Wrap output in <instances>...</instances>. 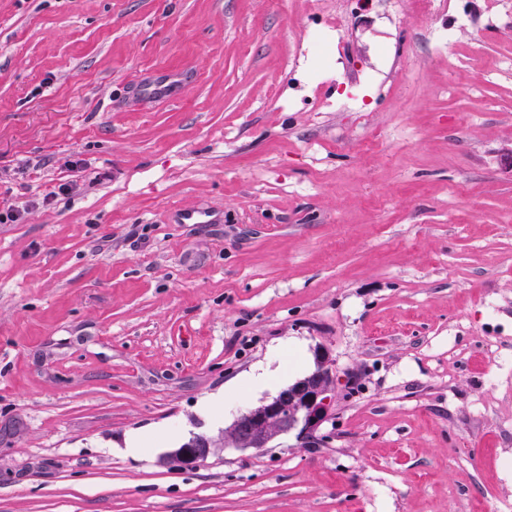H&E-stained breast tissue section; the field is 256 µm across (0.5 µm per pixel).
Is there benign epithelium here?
Here are the masks:
<instances>
[{
  "label": "benign epithelium",
  "mask_w": 512,
  "mask_h": 512,
  "mask_svg": "<svg viewBox=\"0 0 512 512\" xmlns=\"http://www.w3.org/2000/svg\"><path fill=\"white\" fill-rule=\"evenodd\" d=\"M316 359L313 372L259 406L240 413L224 437V449L241 453L262 450L290 433L304 446L315 447L316 433L331 414L336 389L335 365L328 351L318 348ZM214 449L212 439L195 436L167 455L164 462L182 468L194 467L205 462Z\"/></svg>",
  "instance_id": "1"
}]
</instances>
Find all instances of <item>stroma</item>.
Segmentation results:
<instances>
[{
  "label": "stroma",
  "instance_id": "1",
  "mask_svg": "<svg viewBox=\"0 0 512 512\" xmlns=\"http://www.w3.org/2000/svg\"><path fill=\"white\" fill-rule=\"evenodd\" d=\"M4 190L0 512H512V0H0ZM320 346L317 447L161 463Z\"/></svg>",
  "mask_w": 512,
  "mask_h": 512
}]
</instances>
